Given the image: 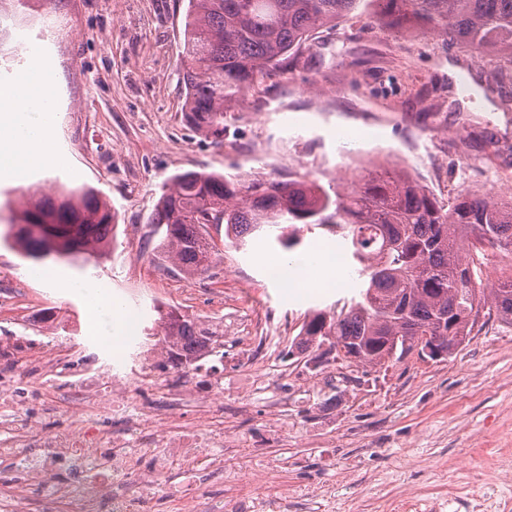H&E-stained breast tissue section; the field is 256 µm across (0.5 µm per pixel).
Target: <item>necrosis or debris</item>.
<instances>
[{"label":"necrosis or debris","instance_id":"obj_1","mask_svg":"<svg viewBox=\"0 0 512 512\" xmlns=\"http://www.w3.org/2000/svg\"><path fill=\"white\" fill-rule=\"evenodd\" d=\"M210 355L165 366L160 350L143 353L135 377L153 390L146 401L96 362L59 372L41 354L1 376L0 512H271L266 490L206 493L211 474L245 479L224 466L223 379L203 394L189 387ZM48 405L66 426L41 424Z\"/></svg>","mask_w":512,"mask_h":512}]
</instances>
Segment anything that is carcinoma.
<instances>
[{
    "instance_id": "cac0c4a2",
    "label": "carcinoma",
    "mask_w": 512,
    "mask_h": 512,
    "mask_svg": "<svg viewBox=\"0 0 512 512\" xmlns=\"http://www.w3.org/2000/svg\"><path fill=\"white\" fill-rule=\"evenodd\" d=\"M376 0H189L181 52L183 114L197 133L224 138V114L259 81L287 70L308 33ZM396 32H431L465 41L487 57L512 63V0H384ZM116 213L92 189L27 199L16 217L15 243L34 260L46 242L23 230L49 225L56 252L97 254L112 237ZM168 258L186 275L207 270L215 242L209 224L224 225L225 244L244 249L252 236L290 249L299 225L336 235L358 275L353 296L302 324L298 348L356 349L355 360L379 365L404 357L426 332L458 349L483 310L512 322V275L492 292L476 287L491 252L512 254V198L459 194L449 208L404 171H375L357 190L315 180L249 178L207 172L174 176L149 218ZM180 362L212 342V333L173 311L162 315Z\"/></svg>"
}]
</instances>
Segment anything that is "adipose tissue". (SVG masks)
<instances>
[{"instance_id": "obj_1", "label": "adipose tissue", "mask_w": 512, "mask_h": 512, "mask_svg": "<svg viewBox=\"0 0 512 512\" xmlns=\"http://www.w3.org/2000/svg\"><path fill=\"white\" fill-rule=\"evenodd\" d=\"M56 81L39 65L0 86V180L19 181L31 167L55 166L50 104Z\"/></svg>"}]
</instances>
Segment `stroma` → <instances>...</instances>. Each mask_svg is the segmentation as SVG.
I'll use <instances>...</instances> for the list:
<instances>
[{"label":"stroma","mask_w":512,"mask_h":512,"mask_svg":"<svg viewBox=\"0 0 512 512\" xmlns=\"http://www.w3.org/2000/svg\"><path fill=\"white\" fill-rule=\"evenodd\" d=\"M187 10L188 0H0V83L26 66L30 46L45 47L62 157L0 181V234L30 194L63 188L94 189L118 215L89 266L51 258L47 279L0 238V288L23 291L0 311V342L49 309L60 320L39 335L128 373L137 347L110 350L81 283L109 293L118 319L134 310L150 326L174 309L223 346L224 463L247 473V490L288 494V512H512V323L487 320L437 361L291 357L305 316L349 295L354 275L340 272L337 288L283 287L269 274L283 249L256 237L186 276L148 226L179 173H291L344 188L377 150L442 204L460 190L512 196V104L499 87L512 65L353 13L311 30L290 71L233 105L216 142L181 112ZM465 65L469 99L450 77Z\"/></svg>","instance_id":"stroma-1"}]
</instances>
